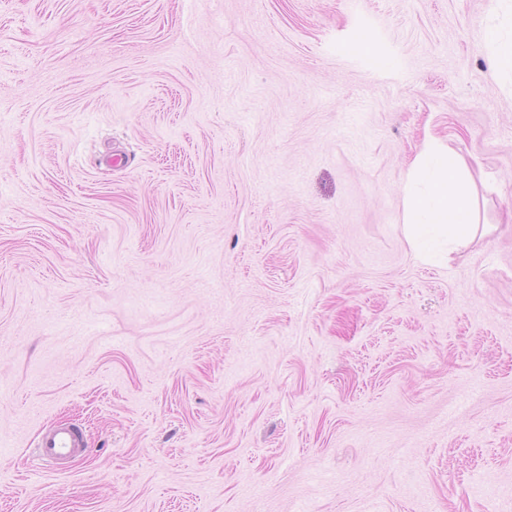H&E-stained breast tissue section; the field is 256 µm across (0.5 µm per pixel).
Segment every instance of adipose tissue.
<instances>
[{
	"mask_svg": "<svg viewBox=\"0 0 512 512\" xmlns=\"http://www.w3.org/2000/svg\"><path fill=\"white\" fill-rule=\"evenodd\" d=\"M403 204L405 235L419 258H432L442 242L462 245L478 229L467 164L438 145H429L410 167Z\"/></svg>",
	"mask_w": 512,
	"mask_h": 512,
	"instance_id": "adipose-tissue-1",
	"label": "adipose tissue"
}]
</instances>
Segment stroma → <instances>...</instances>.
<instances>
[{
  "label": "stroma",
  "mask_w": 512,
  "mask_h": 512,
  "mask_svg": "<svg viewBox=\"0 0 512 512\" xmlns=\"http://www.w3.org/2000/svg\"><path fill=\"white\" fill-rule=\"evenodd\" d=\"M494 0H0V512H512ZM372 35L374 68L351 44ZM436 141L476 236L404 234ZM78 425L81 456L40 461ZM38 456L46 462L72 458L82 452L81 431L73 426H58L42 435L37 442Z\"/></svg>",
  "instance_id": "1"
}]
</instances>
